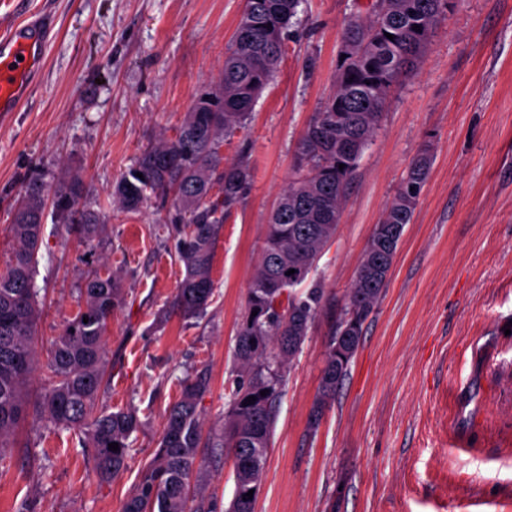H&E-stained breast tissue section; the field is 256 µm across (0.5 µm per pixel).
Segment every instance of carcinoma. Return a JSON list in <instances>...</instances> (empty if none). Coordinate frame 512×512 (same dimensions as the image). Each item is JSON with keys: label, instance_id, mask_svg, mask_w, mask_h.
Masks as SVG:
<instances>
[{"label": "carcinoma", "instance_id": "cac0c4a2", "mask_svg": "<svg viewBox=\"0 0 512 512\" xmlns=\"http://www.w3.org/2000/svg\"><path fill=\"white\" fill-rule=\"evenodd\" d=\"M450 2L373 0L369 16L354 15L342 23L338 54L345 58L336 60L334 91L299 140L293 176L269 215L247 305L236 327L234 389L224 424L211 443L233 459L236 489L229 512H254L255 499L246 493L260 490L287 364L325 306L321 282H313L305 292L296 289L305 282L302 270L316 267L334 236L359 160L379 130L391 92L416 72ZM299 3L246 0L215 83L196 96L173 136L144 147L112 187L113 202L126 212H137L157 198L171 202L162 231L175 242L185 275L166 313L186 321L206 314L224 217L243 203L254 178L247 139L240 140L231 162L224 160V145L246 131L254 102L272 83ZM415 25L421 31L414 30ZM388 33L393 39L386 37ZM344 139L356 143L354 153L341 150ZM432 160L431 146L423 145L365 246L341 317L326 343L308 421L312 432L348 376L349 365L336 356L337 338L355 318L358 329L352 344L360 347L364 322L382 296ZM84 198L83 175L72 171L54 186L41 177L24 180L12 205L15 247L0 271V448L10 447L16 429L29 419L77 431L94 449L97 476L109 482L125 470L130 438L140 428L133 409H98L104 337L123 299L120 281L110 273L103 276L90 270L79 288L83 306L53 341L44 363H39L35 350L40 317L35 275L46 210L53 208L67 230L90 245L105 217L83 204ZM381 239L392 243V250L378 277L369 280L367 273L376 262L373 246ZM291 269L295 273L290 275ZM37 371L42 388L32 400L26 385ZM209 390L210 379L203 371L183 382L179 399L165 412L154 460L127 497L123 512H215L214 503L198 496L192 486L202 436L199 405ZM250 396L255 401L248 402ZM111 443L118 444V450H110Z\"/></svg>", "mask_w": 512, "mask_h": 512}]
</instances>
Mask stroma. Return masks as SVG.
Instances as JSON below:
<instances>
[{
    "label": "stroma",
    "mask_w": 512,
    "mask_h": 512,
    "mask_svg": "<svg viewBox=\"0 0 512 512\" xmlns=\"http://www.w3.org/2000/svg\"><path fill=\"white\" fill-rule=\"evenodd\" d=\"M369 3L299 7L249 120L254 180L224 220L211 302L187 322L162 315L185 274L173 244L155 236L165 209L128 214L110 191L141 146L170 131L212 82L246 0H0V32L41 12L55 20L29 97L0 112V269L26 177L81 171L107 222L88 246L48 216L37 351L77 313L85 257L110 267L125 301L107 328L101 403L134 408L142 422L126 470L107 483L77 432L26 422L0 457V512H122L194 370L210 376L204 438L223 422L236 324L269 214L333 89L341 24ZM425 144L429 177L383 295L334 404L309 431L325 345L363 250ZM313 276L328 299L291 362L255 512H512V0H457L442 20L364 150ZM201 476L203 494L225 512L232 460L202 448Z\"/></svg>",
    "instance_id": "1"
}]
</instances>
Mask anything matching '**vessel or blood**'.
<instances>
[{"instance_id":"1","label":"vessel or blood","mask_w":512,"mask_h":512,"mask_svg":"<svg viewBox=\"0 0 512 512\" xmlns=\"http://www.w3.org/2000/svg\"><path fill=\"white\" fill-rule=\"evenodd\" d=\"M39 42L27 24L0 38V112L16 111L26 100L31 77L39 68Z\"/></svg>"}]
</instances>
